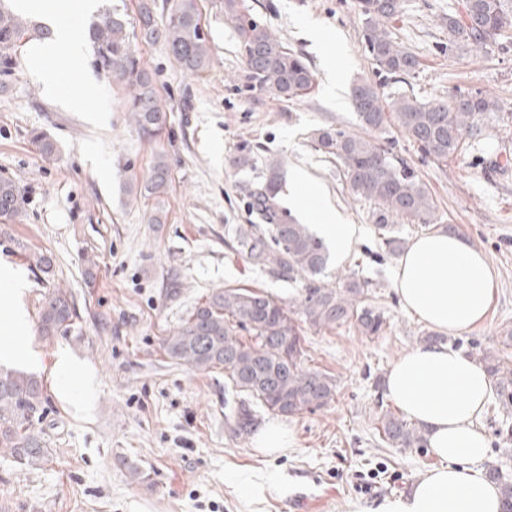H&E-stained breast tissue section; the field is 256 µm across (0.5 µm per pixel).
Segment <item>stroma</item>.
Listing matches in <instances>:
<instances>
[{"instance_id":"35a3bbf8","label":"stroma","mask_w":512,"mask_h":512,"mask_svg":"<svg viewBox=\"0 0 512 512\" xmlns=\"http://www.w3.org/2000/svg\"><path fill=\"white\" fill-rule=\"evenodd\" d=\"M246 3L308 59L316 76L309 95L288 102L248 88L237 35L214 0H199L212 49L205 73H185L163 43L139 46L169 116L157 142L139 137L122 90L98 74L91 56L56 63L64 96L95 87L84 112L44 93L28 71L27 43L16 49L12 74L0 77V179L18 183L28 199L22 216L0 224V261L27 285L31 324L28 355L9 365L43 376L51 402L41 423L49 448L41 466L23 468L0 454V512H357L408 493L441 465L431 451L395 448L379 437L383 412L395 408L386 374L428 326L395 291L399 258L381 249L369 203L350 193L335 160L311 140L320 128L359 130L350 89L373 73L358 0ZM456 3L405 0L392 23L421 61L413 95L445 99L458 89L480 90L512 107V43L489 60L443 48L442 20ZM333 55L336 99L328 91ZM35 131L56 141L55 157L41 155L31 141ZM380 135L431 192L439 224L455 226L496 268L485 322L458 335L463 352L512 360V343L504 341L512 331V169L489 166L512 149V121L483 128L474 148L445 166L422 158L396 123ZM255 146L261 159L281 162L280 202L295 220L303 218L308 184L318 189L320 205L358 227L356 244L329 272L355 275L388 321L374 337L346 326L306 329V365L334 376L336 398L315 413L284 418L288 448L280 453L231 435L223 370H193L162 349L163 338L216 289L254 288L291 304L299 298V285L254 267L224 243L225 225L249 221L254 178L231 160ZM159 151L172 186L156 230L146 221L152 202L132 203L124 187L143 179ZM23 244L53 256L50 276L36 277ZM53 286L71 292L79 317L70 332L45 340L36 327L38 306ZM62 350L93 374L92 392L68 388L55 374ZM476 425L488 440L489 464L512 470V438L505 435L512 411L486 402Z\"/></svg>"}]
</instances>
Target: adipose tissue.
I'll return each mask as SVG.
<instances>
[{
    "instance_id": "obj_1",
    "label": "adipose tissue",
    "mask_w": 512,
    "mask_h": 512,
    "mask_svg": "<svg viewBox=\"0 0 512 512\" xmlns=\"http://www.w3.org/2000/svg\"><path fill=\"white\" fill-rule=\"evenodd\" d=\"M16 11L39 18L51 38L32 41L27 54L31 76L47 96L57 82L45 67L47 59L66 49L82 58L87 42L43 0H15ZM306 217L337 255L356 242L354 225L340 223L330 210L309 206ZM0 281L15 298L8 317L18 341L14 353L27 350L28 314L22 302L26 285L11 267L0 266ZM394 287L403 307L435 330L450 334L474 329L485 321L497 287L491 259L463 239L444 232L412 241L399 261ZM492 391V381L475 360L446 345H422L403 354L385 379L387 397L411 420L427 430L428 446L442 466L424 475L408 495L384 502L377 512H503L498 487L482 477L486 440L475 425Z\"/></svg>"
}]
</instances>
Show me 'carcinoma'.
<instances>
[{
	"mask_svg": "<svg viewBox=\"0 0 512 512\" xmlns=\"http://www.w3.org/2000/svg\"><path fill=\"white\" fill-rule=\"evenodd\" d=\"M142 2L138 0L133 20L114 12L93 27L90 43L94 67L125 92L135 128L151 142L167 128V109L159 101L154 75L135 40L163 43L191 75L208 70L211 45L197 0H166L163 17L158 16L156 0H148L145 8ZM359 7L362 42L376 76L384 82L410 84L419 73L420 59L389 29L404 12L403 0H359ZM220 10L237 33L250 87L271 91L286 101L307 95L315 74L302 52L285 44L242 0H220ZM444 27L448 51L470 45L490 57L512 41V10L505 8V0H461L444 19ZM28 32L25 19L0 4V75L12 69V52ZM350 97L358 125L367 135L319 129L315 146L336 159L353 196L373 204L371 220L381 245L395 254L403 248L394 234L398 220L432 224L436 204L414 169L369 133L383 129L392 117L422 157L446 166L448 159L465 152L467 137L484 125L503 122L507 109L499 98L481 91L459 89L446 100L421 101L404 91L386 95L380 84L363 80L352 86ZM232 163L240 171H252L257 158L254 152L243 151ZM281 181L280 163L266 162L249 189L252 223L224 225V238L252 264L301 284L298 304L290 306L249 288L217 290L162 342L164 353L182 365L202 371L224 369L225 385L239 398V405L226 414L236 438L251 433L258 406L292 417L335 400L336 380L304 366V327L320 331L349 325L364 336H378L387 326L385 312L353 276L338 277L336 286L326 283L329 249L308 225L296 224L287 215L278 199ZM169 186L170 166L158 153L135 197L159 201ZM26 205L25 192L15 182L0 179V217H19ZM28 262L44 274L54 266L53 257L39 251L29 253ZM76 317L72 294L61 288L44 293L39 302L42 337L67 332ZM478 361L494 382L499 405L512 407V367L486 354ZM48 408L40 377L0 368V450H6L14 463L32 468L46 457L48 448L38 424ZM381 431V440L394 447H426L421 428L388 411L382 415ZM486 477L498 484L506 512H512V474L492 465Z\"/></svg>",
	"mask_w": 512,
	"mask_h": 512,
	"instance_id": "cac0c4a2",
	"label": "carcinoma"
}]
</instances>
